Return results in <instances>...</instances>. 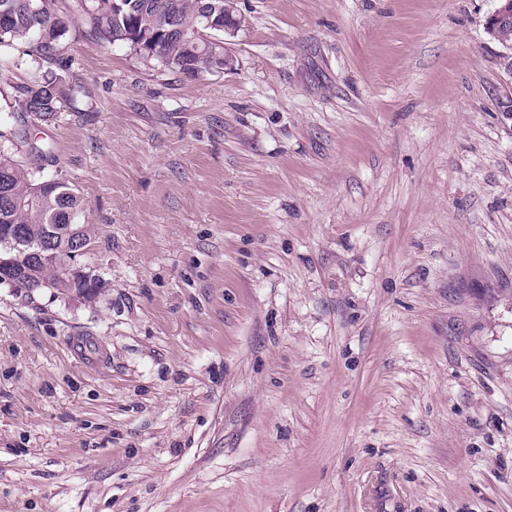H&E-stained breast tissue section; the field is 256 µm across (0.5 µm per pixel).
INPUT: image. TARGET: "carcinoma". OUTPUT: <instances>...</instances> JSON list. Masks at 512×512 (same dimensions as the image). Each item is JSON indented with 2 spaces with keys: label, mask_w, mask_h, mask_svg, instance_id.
I'll list each match as a JSON object with an SVG mask.
<instances>
[{
  "label": "carcinoma",
  "mask_w": 512,
  "mask_h": 512,
  "mask_svg": "<svg viewBox=\"0 0 512 512\" xmlns=\"http://www.w3.org/2000/svg\"><path fill=\"white\" fill-rule=\"evenodd\" d=\"M80 10L62 11L57 0H0L11 21L0 26V69L17 64L11 51L35 66V75L13 87L20 112L42 124L57 120L75 105L78 86L66 80L68 36L77 31L102 44L124 45L144 59L195 78L208 73V58L224 55V30L204 27L207 3L222 0H76ZM28 147L30 165L16 162L9 146ZM51 145L31 132L16 113L0 115V225L13 224L28 238L30 250L66 255L65 238L52 237L48 224H72L82 210L81 197L61 178L45 173Z\"/></svg>",
  "instance_id": "1"
}]
</instances>
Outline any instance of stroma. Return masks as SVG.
<instances>
[{
    "mask_svg": "<svg viewBox=\"0 0 512 512\" xmlns=\"http://www.w3.org/2000/svg\"><path fill=\"white\" fill-rule=\"evenodd\" d=\"M237 7L197 79L70 43L108 291L0 287V512H512L494 0Z\"/></svg>",
    "mask_w": 512,
    "mask_h": 512,
    "instance_id": "35a3bbf8",
    "label": "stroma"
}]
</instances>
